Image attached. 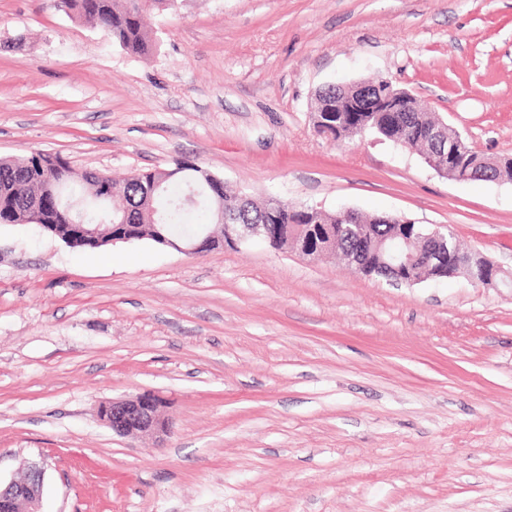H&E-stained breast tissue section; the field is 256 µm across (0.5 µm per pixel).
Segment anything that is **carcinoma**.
<instances>
[{"label":"carcinoma","mask_w":512,"mask_h":512,"mask_svg":"<svg viewBox=\"0 0 512 512\" xmlns=\"http://www.w3.org/2000/svg\"><path fill=\"white\" fill-rule=\"evenodd\" d=\"M53 6L72 21L99 27L130 55L149 56L156 48V37L144 24L149 9L174 13L178 0H53ZM417 120L407 112H360L358 124L347 123L336 129V138L352 139L360 135L358 128L380 132L385 139L409 149L431 147L426 132L436 119L428 113H416ZM179 171L160 179L159 169L137 170L121 180L98 179L91 171L77 172L70 161L59 153L47 157L40 152L0 157V225L55 224L57 238L73 248L91 251L112 244L101 235L87 244L69 239L67 225L76 220L72 205L87 214L85 223L110 226L113 233L124 231L122 225L141 239L164 244V238H191L205 228L215 231L219 241L226 238L224 225L218 223L220 206L243 203L237 210L236 223L276 225L279 237L285 239L299 226L311 221L335 224L336 216L296 207L280 199L269 198L261 203L251 197L224 190V180L204 177L208 170L193 160L177 163ZM366 235L360 241L336 237V251L345 258L356 251L364 252L373 276H380L385 241L395 225L379 215L362 219Z\"/></svg>","instance_id":"obj_1"}]
</instances>
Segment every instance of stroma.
Here are the masks:
<instances>
[{
	"mask_svg": "<svg viewBox=\"0 0 512 512\" xmlns=\"http://www.w3.org/2000/svg\"><path fill=\"white\" fill-rule=\"evenodd\" d=\"M147 23L137 57L51 0H0V157L115 178L191 159L258 201L448 226L512 272V181L313 126L319 89L383 77L512 157V0H180ZM142 393L165 441L97 416ZM32 461L46 512H512V284L2 225L0 480Z\"/></svg>",
	"mask_w": 512,
	"mask_h": 512,
	"instance_id": "1",
	"label": "stroma"
}]
</instances>
